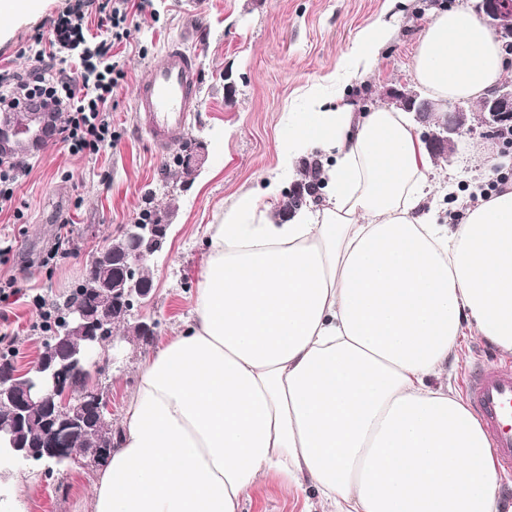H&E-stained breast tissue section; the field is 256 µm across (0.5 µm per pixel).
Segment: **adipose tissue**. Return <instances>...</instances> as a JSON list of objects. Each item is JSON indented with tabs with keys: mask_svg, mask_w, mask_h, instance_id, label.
<instances>
[{
	"mask_svg": "<svg viewBox=\"0 0 512 512\" xmlns=\"http://www.w3.org/2000/svg\"><path fill=\"white\" fill-rule=\"evenodd\" d=\"M511 69L460 6L426 24L412 76L444 108ZM288 127L289 163L329 155L325 205L270 222L272 178L208 225L190 321L143 361L94 512H240L271 475L322 512H503L447 374L467 332L512 354V186L439 224L406 113L316 95Z\"/></svg>",
	"mask_w": 512,
	"mask_h": 512,
	"instance_id": "adipose-tissue-1",
	"label": "adipose tissue"
}]
</instances>
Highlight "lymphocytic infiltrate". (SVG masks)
I'll use <instances>...</instances> for the list:
<instances>
[{
  "instance_id": "1",
  "label": "lymphocytic infiltrate",
  "mask_w": 512,
  "mask_h": 512,
  "mask_svg": "<svg viewBox=\"0 0 512 512\" xmlns=\"http://www.w3.org/2000/svg\"><path fill=\"white\" fill-rule=\"evenodd\" d=\"M153 0H74L51 17L49 39L29 46L32 63L22 72L0 70V112H52L54 135L70 154L94 156L115 147L112 93L126 77L115 45L128 41L134 16L152 11ZM100 34H91L90 14Z\"/></svg>"
}]
</instances>
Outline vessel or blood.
Here are the masks:
<instances>
[{
    "mask_svg": "<svg viewBox=\"0 0 512 512\" xmlns=\"http://www.w3.org/2000/svg\"><path fill=\"white\" fill-rule=\"evenodd\" d=\"M201 81L197 57L183 43H169L134 94L138 129L144 130L158 154L174 151L193 112L199 108ZM466 396L486 426L497 461L512 474V370L484 366L468 375Z\"/></svg>",
    "mask_w": 512,
    "mask_h": 512,
    "instance_id": "vessel-or-blood-1",
    "label": "vessel or blood"
}]
</instances>
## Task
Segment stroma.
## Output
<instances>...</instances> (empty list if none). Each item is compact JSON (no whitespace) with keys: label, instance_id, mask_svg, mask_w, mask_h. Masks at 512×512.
<instances>
[{"label":"stroma","instance_id":"stroma-1","mask_svg":"<svg viewBox=\"0 0 512 512\" xmlns=\"http://www.w3.org/2000/svg\"><path fill=\"white\" fill-rule=\"evenodd\" d=\"M68 0H32L0 27V68L25 70L27 47L43 31L48 15ZM472 0H156L147 22L133 27L115 51L126 77L112 94V124L119 144L95 158L71 155L62 142L33 151V170L17 190L22 221L0 214V236L12 239L13 254L0 265V277L16 276L30 294L0 309V336L8 337L18 370L28 368L43 349L45 336L33 332L39 313L33 295L63 307L83 280L90 260L137 222L143 210L170 224L167 244L150 263L153 290L134 314L156 322L150 343L126 342L123 364L95 374L91 382L111 409L109 420L121 430L134 393L141 361L188 322L195 288L206 259L205 233L224 221V212L245 195L261 193L268 178L282 184L269 212L278 219L289 203L300 171L284 158L288 115L303 111L313 95L343 96L357 111L387 102L392 88H414L412 69L423 27L437 12L471 6ZM388 25L379 57L358 64L351 49L377 21ZM195 53L202 72L200 106L185 128L175 155L159 158L137 129L133 94L169 40ZM486 147L512 176V146L491 135L479 120L457 139L452 160H432V213L440 224L464 210L473 189L489 180L471 163L472 152ZM462 175L448 195L449 173ZM70 215L74 234L53 261L45 255L56 241L61 215ZM511 364L512 355L484 339L465 336L448 369V384L462 393L463 381L477 362ZM102 464L79 458L70 468L45 472L27 465L14 469L6 492L24 512H93V488ZM313 491L283 488L277 478L261 480L242 512H308Z\"/></svg>","mask_w":512,"mask_h":512}]
</instances>
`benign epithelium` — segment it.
Masks as SVG:
<instances>
[{"label":"benign epithelium","instance_id":"7a95c632","mask_svg":"<svg viewBox=\"0 0 512 512\" xmlns=\"http://www.w3.org/2000/svg\"><path fill=\"white\" fill-rule=\"evenodd\" d=\"M474 10L486 26L502 42L504 48L512 49V0H476ZM395 104L407 112H413L426 127L424 140L434 155L453 154L456 138L468 122V113L462 107L450 108L436 113L434 104L415 91L397 90L391 93ZM479 113L481 122L486 125L512 123V83L506 82L494 88L482 100ZM18 118L25 127L34 130L29 138L36 144L41 132L48 129L49 117L40 113L20 112ZM169 224L159 221L155 224H128L122 239L123 251L112 255L102 250L91 259L86 272V280L94 281L98 287L112 293V306L88 308L78 305L71 311L65 335L54 347L39 354L34 365L24 373L15 370L0 372V405L11 410V420L0 423V478L10 473L16 466L31 463L44 465L45 470L53 471L67 467L78 456L97 458L106 451L105 445L79 450L72 447L70 429L81 418L87 403L95 406L98 424L107 427L100 394L85 387L84 399L79 400L73 386L65 378L87 384L91 369L101 365L119 364L123 359V336H112L110 344H105L100 329L108 323H118L130 314L132 304L145 299L151 293L150 284L140 278L128 276L125 287L114 288L99 278V263L112 262L126 271L146 270L148 262L159 252L165 242ZM74 334L81 340L80 346L68 350V336ZM39 419L40 438L34 448H22L16 430L34 419Z\"/></svg>","mask_w":512,"mask_h":512}]
</instances>
